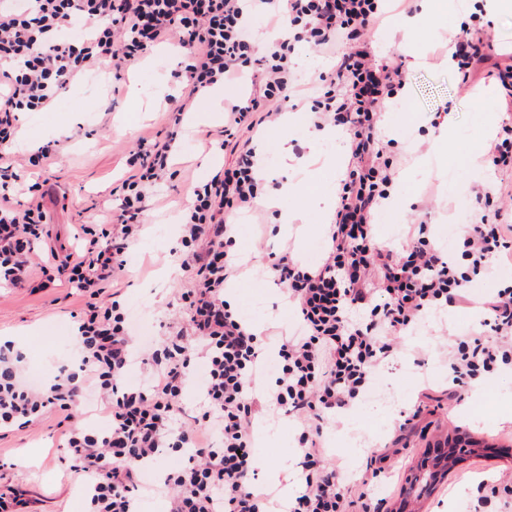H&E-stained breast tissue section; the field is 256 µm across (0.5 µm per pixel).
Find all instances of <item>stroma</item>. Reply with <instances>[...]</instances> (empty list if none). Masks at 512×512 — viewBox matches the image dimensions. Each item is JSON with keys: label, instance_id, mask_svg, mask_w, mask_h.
Segmentation results:
<instances>
[{"label": "stroma", "instance_id": "35a3bbf8", "mask_svg": "<svg viewBox=\"0 0 512 512\" xmlns=\"http://www.w3.org/2000/svg\"><path fill=\"white\" fill-rule=\"evenodd\" d=\"M471 6L470 0H439V9L429 16L424 27L427 42L405 36L400 27L407 9L391 0L388 18L366 40L376 60L391 53L406 58V86L397 95L407 102L412 113L404 118L387 108L380 127L383 155L397 172V186L414 179L418 187L407 194L406 204L387 207L376 219L380 231L399 243L409 231L420 228L434 244H441L443 225L460 226L472 222L475 207L471 188L478 183L497 181L512 186V171H496L488 155L490 140L484 135V119L494 113L503 120L508 99L506 90L494 78L476 77L462 82L456 64L448 60L449 42L457 21ZM183 59L174 44L155 49L150 60L122 71L118 84H104L99 72L82 75L50 108L40 112V124L29 112L18 115V135L10 153L25 160L21 181L10 184L14 203L28 205L40 195L48 213L50 235L37 240L35 252L43 265L33 271L29 288H0V339L13 341L23 355L26 373L40 379L53 377L74 351V317L87 299L77 289L59 280L53 261L74 257L82 245V228L108 220L116 201L111 192L126 172L125 160L139 137L154 135L166 125L168 100H155L160 81H167L175 95H184L179 79ZM450 125L456 137L443 151H436L438 125ZM224 113L213 105L212 97L192 102L185 130L165 180L157 188L158 205L148 214L146 228L131 249L127 269L118 286H104L100 301L111 300L120 290L125 307L141 303L146 308L152 335L166 333L175 321L178 298L191 287L188 273L167 277L165 270L174 262V248L180 245V221L191 200L195 185L210 180L217 170L231 161L230 152L221 150L224 140ZM57 144L55 160L28 165L29 155L38 146ZM470 149L481 167L468 173L464 168H449L455 151ZM268 178L275 182L299 183L297 195L282 200L280 208H266L263 219L267 231L258 234L255 216L240 215L234 251L247 262V271L230 280L233 306L243 308L251 295L261 298L253 318L273 335L293 334L299 325L295 305L283 291L262 274L270 255L290 250L306 265L319 262L320 253L310 252V240L322 239L319 225L329 223L332 212L316 208V199L336 194L343 163L335 162L336 146L314 135L308 116L290 110L268 118L259 141ZM308 212L307 225H292L281 233L277 224L279 209ZM512 284V260L496 264L491 275L478 276L472 288L471 304L428 314L422 327L396 338L406 347V355L382 365L377 376L387 391L389 404L378 409L364 403L353 407L364 420L361 445L338 447L347 423L337 418L324 433V444L343 477L360 474L366 459L379 446L388 443L418 399L427 408L421 418L427 431H414L387 469L367 489L386 499L389 512H468L477 498L482 481H496L512 487V421H499V407L486 404L483 422L469 418L476 405L473 397L450 401L448 387V335H464L478 328L484 317L479 306L482 297ZM59 417L48 414L25 428L0 427V490L12 488L23 493L26 512H84L83 482L71 470L63 445ZM261 461L257 481L272 489L295 483L297 431L288 419L258 422L254 425ZM477 442V450H463L460 463L432 486L427 495L411 489L415 475L428 472L448 439Z\"/></svg>", "mask_w": 512, "mask_h": 512}]
</instances>
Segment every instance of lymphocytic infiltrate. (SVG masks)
I'll return each mask as SVG.
<instances>
[{
    "label": "lymphocytic infiltrate",
    "mask_w": 512,
    "mask_h": 512,
    "mask_svg": "<svg viewBox=\"0 0 512 512\" xmlns=\"http://www.w3.org/2000/svg\"><path fill=\"white\" fill-rule=\"evenodd\" d=\"M384 0H0V180L13 165L7 151L17 113L36 112L61 97L78 76L104 65L121 71L172 41L186 52L187 96L173 101L162 135L140 140L126 160L127 176L112 189L120 205L107 224L85 227L76 259L60 279L90 298L76 321L72 368L47 382L24 379L20 356L0 346V425L24 427L58 414L71 469L89 482L90 512H140L144 464L161 450L178 453L177 467L158 484L166 512H383L385 501L344 484L323 445L328 420L362 399L376 370L398 350L391 336L413 328L431 309L469 303L475 275L512 255V209L495 206L501 185L475 195L479 223L462 233L460 253H444L422 235L401 249L377 246L371 227L390 198L395 171L378 149L386 98L406 85L401 55L378 63L362 36L384 16ZM275 20L263 52L249 33L251 12ZM82 20L89 37L63 32ZM482 18L470 15L454 41L463 80L489 58ZM334 55L306 97L293 70L297 44ZM250 73L257 93L224 117V143L256 133L272 103L307 108L315 131L340 128L349 161L326 232L321 262L305 267L290 251L272 257L268 273L297 307L303 333L282 336L268 370L257 332L224 297L245 266L231 252L232 213L261 211L270 186L252 143L210 181L195 187L182 214L183 271L197 286L180 296L181 320L163 338L136 346L119 298L95 301L103 283L126 270L127 256L155 205L192 99L234 76ZM48 234L41 202L25 208L0 192V284L29 287L33 242ZM480 330L454 339L448 352L449 400L462 401L479 378L512 365V289L484 298ZM150 381H126L135 361ZM203 374H196V367ZM198 384L194 410L184 396ZM94 402L106 417L97 430L72 423L75 408ZM291 417L299 431L303 487L280 507L273 489L256 486V414Z\"/></svg>",
    "instance_id": "lymphocytic-infiltrate-1"
}]
</instances>
